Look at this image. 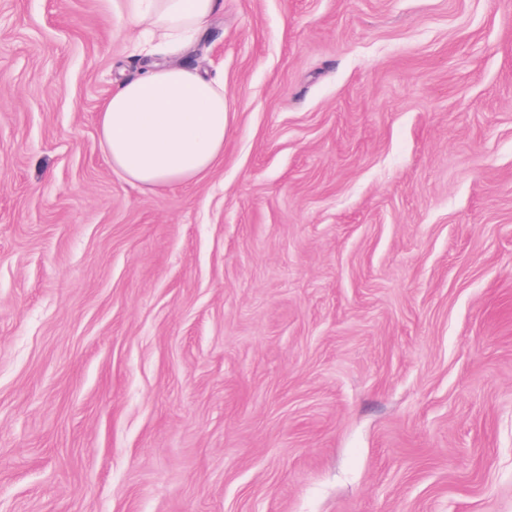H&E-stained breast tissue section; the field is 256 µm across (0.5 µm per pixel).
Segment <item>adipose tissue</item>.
I'll use <instances>...</instances> for the list:
<instances>
[{"label":"adipose tissue","mask_w":512,"mask_h":512,"mask_svg":"<svg viewBox=\"0 0 512 512\" xmlns=\"http://www.w3.org/2000/svg\"><path fill=\"white\" fill-rule=\"evenodd\" d=\"M151 66L123 80L97 114L113 170L146 192L203 180L224 156V80L174 64L224 0H122Z\"/></svg>","instance_id":"adipose-tissue-1"}]
</instances>
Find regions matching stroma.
<instances>
[{"mask_svg":"<svg viewBox=\"0 0 512 512\" xmlns=\"http://www.w3.org/2000/svg\"><path fill=\"white\" fill-rule=\"evenodd\" d=\"M224 159L140 191L113 0H0V512H512V0H224Z\"/></svg>","mask_w":512,"mask_h":512,"instance_id":"stroma-1","label":"stroma"}]
</instances>
